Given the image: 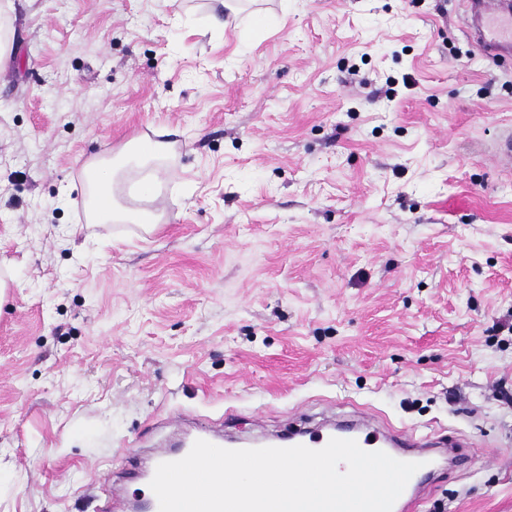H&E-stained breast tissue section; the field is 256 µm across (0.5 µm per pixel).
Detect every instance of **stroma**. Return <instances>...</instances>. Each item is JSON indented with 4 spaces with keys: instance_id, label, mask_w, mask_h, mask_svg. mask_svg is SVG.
I'll return each instance as SVG.
<instances>
[{
    "instance_id": "obj_1",
    "label": "stroma",
    "mask_w": 512,
    "mask_h": 512,
    "mask_svg": "<svg viewBox=\"0 0 512 512\" xmlns=\"http://www.w3.org/2000/svg\"><path fill=\"white\" fill-rule=\"evenodd\" d=\"M468 4L0 0V512L365 413L452 446L421 512H512V56ZM157 133L159 222L87 223ZM196 430L197 433L191 445L186 448H181L177 454H173L165 448H159L156 450L152 468L144 472V483L147 488V494L145 495L143 501L146 503L148 512H159L158 500L149 486L158 464L162 462L177 461L182 459L189 453L196 440H205L216 446H219L215 437L210 433V431L206 427L199 426Z\"/></svg>"
}]
</instances>
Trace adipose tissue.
<instances>
[{"instance_id":"adipose-tissue-1","label":"adipose tissue","mask_w":512,"mask_h":512,"mask_svg":"<svg viewBox=\"0 0 512 512\" xmlns=\"http://www.w3.org/2000/svg\"><path fill=\"white\" fill-rule=\"evenodd\" d=\"M164 142L150 137L135 140L129 157L117 161H98L94 164V178L90 182L91 199L87 208L88 221L105 224L129 222L151 226L156 224L155 214L146 208L132 209L121 201L119 187L125 180L126 171L138 173L135 183L139 197L149 200L154 195L156 163L165 155Z\"/></svg>"}]
</instances>
